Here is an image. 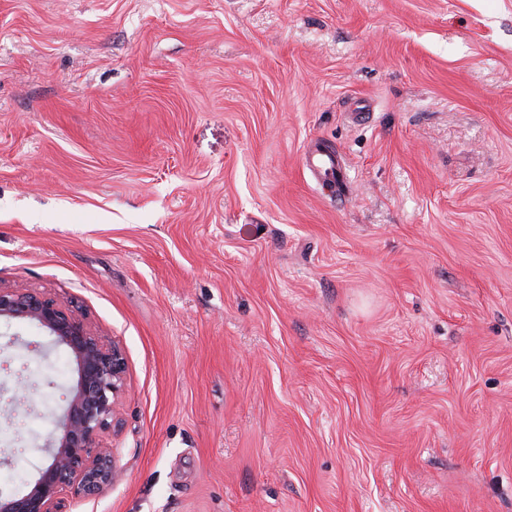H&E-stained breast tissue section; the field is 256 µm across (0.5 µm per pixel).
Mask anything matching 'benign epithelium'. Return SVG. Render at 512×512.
Instances as JSON below:
<instances>
[{
	"label": "benign epithelium",
	"mask_w": 512,
	"mask_h": 512,
	"mask_svg": "<svg viewBox=\"0 0 512 512\" xmlns=\"http://www.w3.org/2000/svg\"><path fill=\"white\" fill-rule=\"evenodd\" d=\"M1 318L44 328L71 352L76 379L39 477L29 492L0 503V512H66L67 493L96 496L121 478L100 437L113 423L124 389V353L118 342L94 334L72 311L35 293L0 289Z\"/></svg>",
	"instance_id": "benign-epithelium-1"
}]
</instances>
